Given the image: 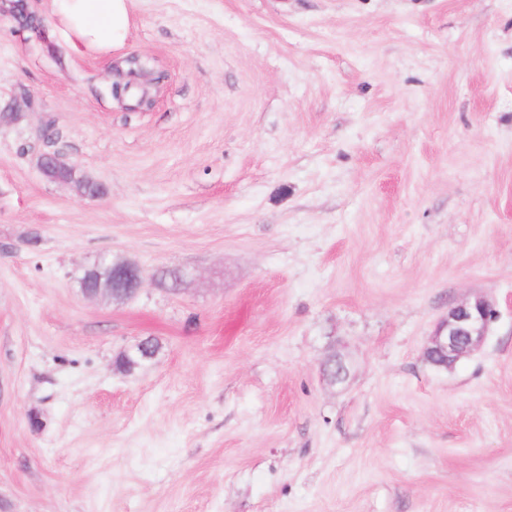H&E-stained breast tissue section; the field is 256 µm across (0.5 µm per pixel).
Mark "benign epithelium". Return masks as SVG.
<instances>
[{
    "instance_id": "7a95c632",
    "label": "benign epithelium",
    "mask_w": 512,
    "mask_h": 512,
    "mask_svg": "<svg viewBox=\"0 0 512 512\" xmlns=\"http://www.w3.org/2000/svg\"><path fill=\"white\" fill-rule=\"evenodd\" d=\"M39 164L42 173L48 178L60 168L76 169L57 151L41 153ZM144 281V272L140 266L127 263L112 270L107 292L97 291L95 295L110 296L118 291L135 294ZM497 314L494 304L483 296H475L450 307L446 316L428 336L424 357L445 370L454 368L461 359L481 346Z\"/></svg>"
}]
</instances>
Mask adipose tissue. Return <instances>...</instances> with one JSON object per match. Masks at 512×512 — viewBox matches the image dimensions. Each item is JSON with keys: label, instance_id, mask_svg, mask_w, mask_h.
I'll return each instance as SVG.
<instances>
[{"label": "adipose tissue", "instance_id": "obj_1", "mask_svg": "<svg viewBox=\"0 0 512 512\" xmlns=\"http://www.w3.org/2000/svg\"><path fill=\"white\" fill-rule=\"evenodd\" d=\"M132 0H50L48 23L72 46L98 54L123 49L132 34Z\"/></svg>", "mask_w": 512, "mask_h": 512}]
</instances>
